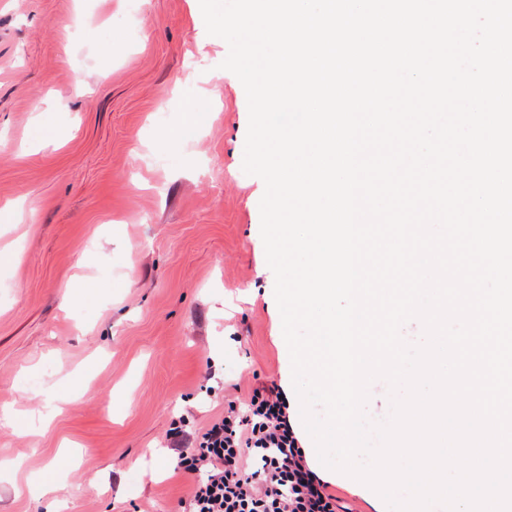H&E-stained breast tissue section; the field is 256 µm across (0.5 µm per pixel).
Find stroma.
Segmentation results:
<instances>
[{"mask_svg": "<svg viewBox=\"0 0 512 512\" xmlns=\"http://www.w3.org/2000/svg\"><path fill=\"white\" fill-rule=\"evenodd\" d=\"M227 54L199 0H0V512H181L165 435L236 382L299 425ZM189 90L212 108L187 140ZM80 278L95 303L69 302ZM65 451L53 492L30 485Z\"/></svg>", "mask_w": 512, "mask_h": 512, "instance_id": "stroma-1", "label": "stroma"}]
</instances>
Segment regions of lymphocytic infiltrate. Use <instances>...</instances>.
<instances>
[{
    "label": "lymphocytic infiltrate",
    "mask_w": 512,
    "mask_h": 512,
    "mask_svg": "<svg viewBox=\"0 0 512 512\" xmlns=\"http://www.w3.org/2000/svg\"><path fill=\"white\" fill-rule=\"evenodd\" d=\"M168 446L176 471L193 477L184 512H345L311 468L275 385L227 401L197 431L173 429Z\"/></svg>",
    "instance_id": "f902f5d3"
}]
</instances>
